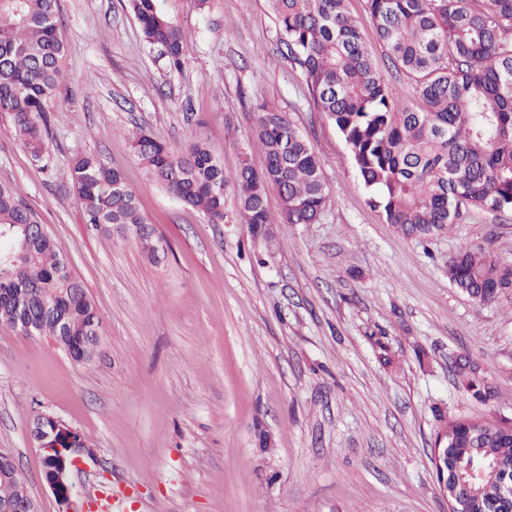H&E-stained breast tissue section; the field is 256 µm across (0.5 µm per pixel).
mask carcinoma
Here are the masks:
<instances>
[{
	"label": "carcinoma",
	"mask_w": 512,
	"mask_h": 512,
	"mask_svg": "<svg viewBox=\"0 0 512 512\" xmlns=\"http://www.w3.org/2000/svg\"><path fill=\"white\" fill-rule=\"evenodd\" d=\"M288 59L302 71L313 106L343 135L386 223L417 238L438 235L464 208L512 209V0H367L376 35L396 71L414 82L424 107L395 100L373 67L363 34L345 0H268ZM147 42L164 50L170 66L184 67L188 33L159 0H129ZM58 0H0V114L21 144L48 156V104L62 85L57 35ZM256 145L266 158L258 172L248 162L224 171L197 142L175 153L141 131L133 149L154 181L202 212L210 224L270 223L265 186L277 187L287 224H313L329 193L320 160L281 112L258 118ZM69 180L87 224L134 236L153 256L155 230L141 215L122 173L92 155L73 160ZM233 189L237 210L224 209ZM39 216L9 184H0V324L46 336L74 361L88 363L101 339V321L70 263L50 234L32 233ZM448 279L480 302L512 295V266L480 247H463L448 260ZM448 468L473 512H506L500 495L512 468V437L468 419L448 436ZM482 470L473 480L470 471ZM20 476L0 477V501L13 499Z\"/></svg>",
	"instance_id": "carcinoma-1"
}]
</instances>
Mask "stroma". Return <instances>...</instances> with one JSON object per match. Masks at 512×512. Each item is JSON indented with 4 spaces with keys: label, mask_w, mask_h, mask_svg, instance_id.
<instances>
[{
    "label": "stroma",
    "mask_w": 512,
    "mask_h": 512,
    "mask_svg": "<svg viewBox=\"0 0 512 512\" xmlns=\"http://www.w3.org/2000/svg\"><path fill=\"white\" fill-rule=\"evenodd\" d=\"M60 94L44 170L0 117V182L17 188L101 319L91 362L0 324V449L38 512H58L30 430L42 414L94 459L72 473L95 512H448L431 461L455 418L512 423V299L454 288L461 246L512 265V211L476 208L411 238L370 206L335 124L314 109L266 0H160L189 33L182 71L144 39L128 0H58ZM390 92L419 101L347 0ZM286 113L321 160L331 203L314 224H211L152 180L144 130L175 151L205 141L234 172L265 167L262 108ZM93 154L122 171L158 239L86 224L70 185Z\"/></svg>",
    "instance_id": "obj_1"
}]
</instances>
